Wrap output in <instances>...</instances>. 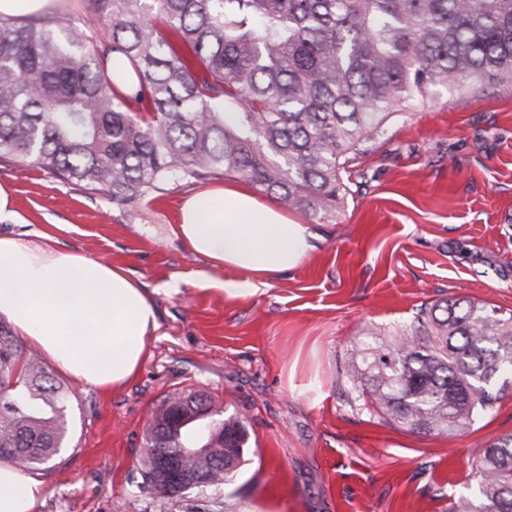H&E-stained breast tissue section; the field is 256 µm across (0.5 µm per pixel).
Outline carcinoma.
<instances>
[{
    "label": "carcinoma",
    "mask_w": 512,
    "mask_h": 512,
    "mask_svg": "<svg viewBox=\"0 0 512 512\" xmlns=\"http://www.w3.org/2000/svg\"><path fill=\"white\" fill-rule=\"evenodd\" d=\"M103 36L57 15H0V165L36 166L133 206L170 184L238 178L290 210L333 215L363 146L439 91L512 86V0H91ZM129 64L123 92L113 65ZM363 409L413 432L467 430L512 387V313L445 299L363 348ZM68 387L0 321V461L60 454ZM249 432L199 391L146 433L143 493L206 499ZM451 512H512V434L482 449Z\"/></svg>",
    "instance_id": "obj_1"
}]
</instances>
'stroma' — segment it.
Here are the masks:
<instances>
[{
  "instance_id": "obj_1",
  "label": "stroma",
  "mask_w": 512,
  "mask_h": 512,
  "mask_svg": "<svg viewBox=\"0 0 512 512\" xmlns=\"http://www.w3.org/2000/svg\"><path fill=\"white\" fill-rule=\"evenodd\" d=\"M14 219L61 251L119 265L153 291L159 329L115 390L70 383L66 446L40 472L41 512H448L477 453L512 434V391L468 431L417 433L360 408L350 373L370 329L411 324L421 304L467 298L512 310V88L412 104L368 144L335 216L292 211L317 233L295 270L230 298L239 280L170 236L193 189L136 206L36 168L0 166ZM176 279L180 291L160 293ZM195 389L243 419L253 443L223 503L139 492L145 431L161 401Z\"/></svg>"
}]
</instances>
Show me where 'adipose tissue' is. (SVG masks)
Listing matches in <instances>:
<instances>
[{
    "label": "adipose tissue",
    "mask_w": 512,
    "mask_h": 512,
    "mask_svg": "<svg viewBox=\"0 0 512 512\" xmlns=\"http://www.w3.org/2000/svg\"><path fill=\"white\" fill-rule=\"evenodd\" d=\"M170 233L212 267L247 272L222 284L231 298L253 294L255 277L299 267L316 238L238 184L187 198ZM0 317L63 373L100 390L136 374L158 329L148 291L124 268L10 235H0ZM43 497L38 478L0 465V512H40Z\"/></svg>",
    "instance_id": "obj_1"
}]
</instances>
